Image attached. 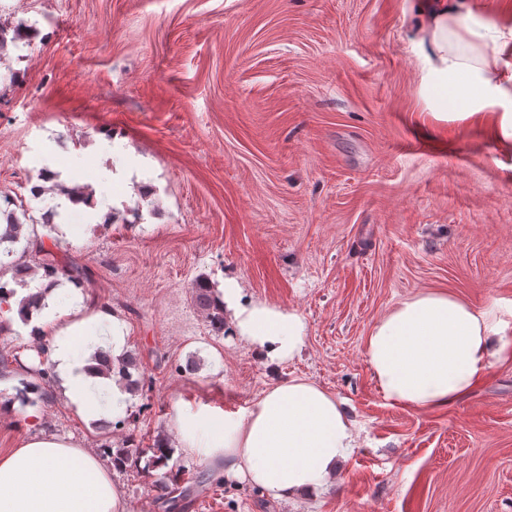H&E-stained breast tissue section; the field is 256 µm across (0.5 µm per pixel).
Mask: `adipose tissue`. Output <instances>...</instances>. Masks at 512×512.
<instances>
[{
    "label": "adipose tissue",
    "mask_w": 512,
    "mask_h": 512,
    "mask_svg": "<svg viewBox=\"0 0 512 512\" xmlns=\"http://www.w3.org/2000/svg\"><path fill=\"white\" fill-rule=\"evenodd\" d=\"M420 13L429 76L440 84L465 78L466 116L481 100L504 104L494 115L495 137L511 149L512 27L476 13L465 0H423ZM219 294L229 340L274 365L300 352L306 334L300 313L245 298L233 277L225 278ZM28 295L38 297V307H21ZM0 317L45 344L44 365L77 414L91 422L126 414L130 392L93 357L100 346L112 357L123 355L124 324L108 309L87 305L81 288L36 276L7 296ZM364 356L390 403L445 407L512 358V320L495 302L477 308L447 292L419 293L374 323ZM41 420L40 411L28 409L25 435L0 451V512H134L100 454L41 432ZM171 427L179 447L199 463L276 500L323 492L358 446L357 425L342 403L305 377L267 386L237 413L179 402Z\"/></svg>",
    "instance_id": "adipose-tissue-1"
}]
</instances>
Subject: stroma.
Wrapping results in <instances>:
<instances>
[{
    "label": "stroma",
    "mask_w": 512,
    "mask_h": 512,
    "mask_svg": "<svg viewBox=\"0 0 512 512\" xmlns=\"http://www.w3.org/2000/svg\"><path fill=\"white\" fill-rule=\"evenodd\" d=\"M420 0H0V25L32 27L0 51V192L23 200L37 237L83 266L90 301L125 324L126 350L153 382L123 427L88 422L46 383L22 402L39 343L16 326L0 379L44 432L81 448H148L179 400L233 412L301 376L345 402L359 446L319 496L287 502L247 485L195 488L185 512H512V360L455 403L390 404L364 357L372 325L404 299L446 291L512 304V150L488 105L437 119L449 96L424 81ZM51 161L70 186L103 168L110 221H67L50 239L30 185ZM140 208L142 221L126 223ZM236 277L246 296L298 311L300 353L268 367L213 335L192 281ZM137 512H164L161 470H113Z\"/></svg>",
    "instance_id": "35a3bbf8"
}]
</instances>
